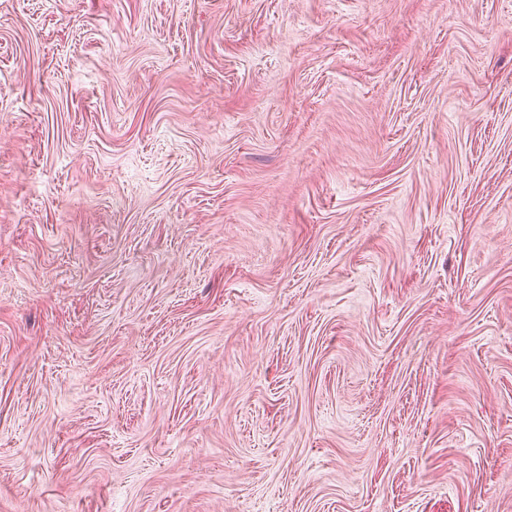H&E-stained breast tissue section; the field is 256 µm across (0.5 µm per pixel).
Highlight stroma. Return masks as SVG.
<instances>
[{
	"instance_id": "35a3bbf8",
	"label": "stroma",
	"mask_w": 512,
	"mask_h": 512,
	"mask_svg": "<svg viewBox=\"0 0 512 512\" xmlns=\"http://www.w3.org/2000/svg\"><path fill=\"white\" fill-rule=\"evenodd\" d=\"M0 512H512V0H0Z\"/></svg>"
}]
</instances>
